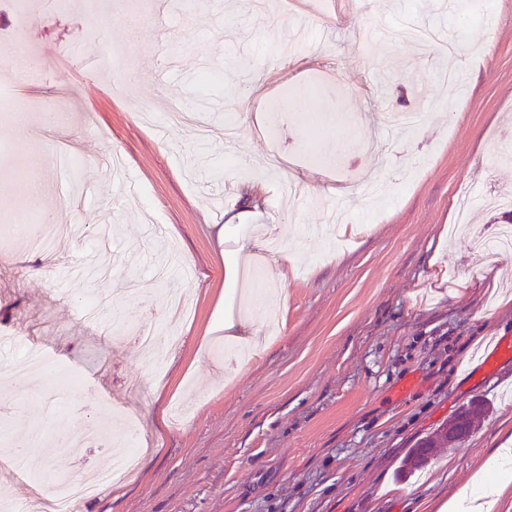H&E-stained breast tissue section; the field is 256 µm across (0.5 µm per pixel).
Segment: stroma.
<instances>
[{
	"instance_id": "obj_1",
	"label": "stroma",
	"mask_w": 512,
	"mask_h": 512,
	"mask_svg": "<svg viewBox=\"0 0 512 512\" xmlns=\"http://www.w3.org/2000/svg\"><path fill=\"white\" fill-rule=\"evenodd\" d=\"M37 2L23 24L0 8V55L28 51L0 76V226L34 210L74 231L51 252L0 233V332L19 338L0 367L30 344L52 362L0 381V512L132 443L133 472L76 512H437L512 431V360L479 368L512 336V255L475 242L512 217L488 200L512 194V0H119L103 26ZM91 50L123 70H88ZM174 102L210 135L166 123ZM319 105L344 124H308ZM17 110L56 114L37 144L70 156L35 209ZM417 110L415 129L380 122ZM115 156L112 179L90 163ZM161 322L180 342L150 360L135 336ZM69 375L102 400L47 412ZM478 398L473 435L400 479ZM102 419L105 438L39 442L15 478L24 431ZM462 434L463 432L460 427H448V422H446L430 435L419 439L405 458L402 473L406 477L412 476L415 471L425 467L429 462L430 455L432 457L437 448L460 447L461 445H449L448 437L457 441L462 437Z\"/></svg>"
}]
</instances>
